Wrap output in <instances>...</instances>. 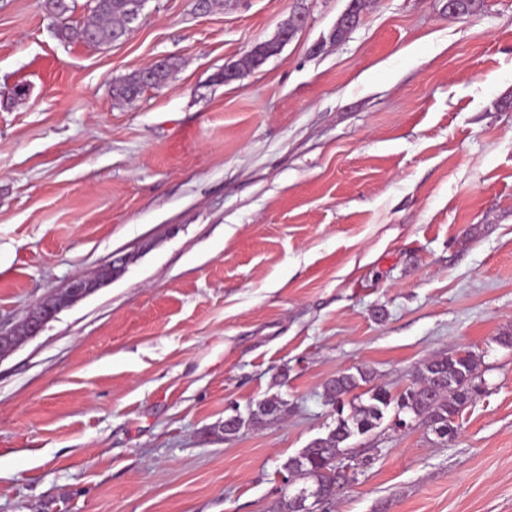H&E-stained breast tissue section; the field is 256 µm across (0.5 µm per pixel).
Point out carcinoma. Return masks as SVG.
Segmentation results:
<instances>
[{"label": "carcinoma", "mask_w": 512, "mask_h": 512, "mask_svg": "<svg viewBox=\"0 0 512 512\" xmlns=\"http://www.w3.org/2000/svg\"><path fill=\"white\" fill-rule=\"evenodd\" d=\"M90 14L81 25L68 20L71 11L69 0H44V8L58 19L56 33L64 41L85 39L93 45H111L123 40L130 28L131 4L134 0H90ZM278 52L275 39L259 42L242 63H234L236 71L256 68ZM177 68V63L165 59L150 69L136 71L112 85V96L125 102L133 101L145 87H159ZM476 355L460 351L454 355L438 356L426 361L418 370L416 380L398 397L382 387L374 386L366 391L368 403L353 408L345 417L344 397L372 379V372L359 368L357 373L342 372L327 381L323 387L326 401L336 411V425L325 437L316 439L299 455L290 457L282 469L291 473L293 480L302 481L298 490L310 496L306 505L315 507L329 504L342 483L336 477L338 458H346L350 451L349 441L364 435L376 427L383 412L394 404L397 413L409 414L426 420L437 437L446 440L448 435L440 428L454 424L461 411L484 392L483 381L476 373ZM286 412V403L279 399H265L251 410V421L262 424L278 418Z\"/></svg>", "instance_id": "obj_1"}]
</instances>
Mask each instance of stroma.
Here are the masks:
<instances>
[{"label": "stroma", "mask_w": 512, "mask_h": 512, "mask_svg": "<svg viewBox=\"0 0 512 512\" xmlns=\"http://www.w3.org/2000/svg\"><path fill=\"white\" fill-rule=\"evenodd\" d=\"M348 5L148 0L95 47L0 0V334L113 269L0 360V512H277L282 464L336 424L326 381L396 395L462 350L484 391L457 438L388 407L327 512H512V0H368L334 40ZM277 39H271L263 42L256 43L243 63L234 62L236 71L240 74L244 70V67L256 68L261 65L267 58L275 55L278 52ZM177 68V63L171 59L156 62L150 69H142L116 81L112 85V96L125 102L133 101L144 87H159ZM150 72L149 79L146 73ZM105 277L99 274L92 277H78L70 281L59 293L58 301L54 297L40 302L31 312L28 319V338L37 336L56 315L57 310L78 299L93 294L104 283ZM286 409V403L279 399H265L256 404L251 410V421L255 424H262L282 416Z\"/></svg>", "instance_id": "35a3bbf8"}]
</instances>
